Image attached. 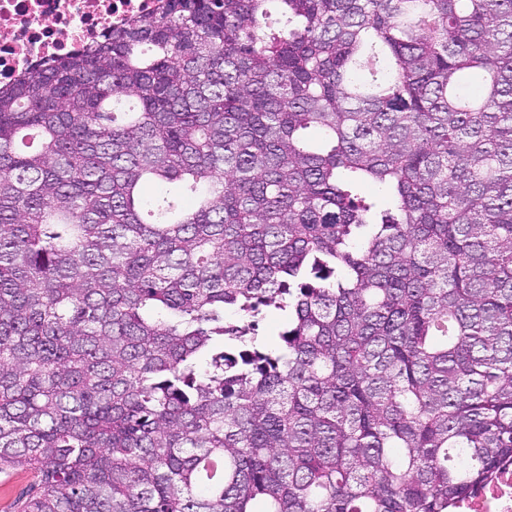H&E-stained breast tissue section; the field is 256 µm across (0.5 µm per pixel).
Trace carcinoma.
Instances as JSON below:
<instances>
[{
	"instance_id": "cac0c4a2",
	"label": "carcinoma",
	"mask_w": 512,
	"mask_h": 512,
	"mask_svg": "<svg viewBox=\"0 0 512 512\" xmlns=\"http://www.w3.org/2000/svg\"><path fill=\"white\" fill-rule=\"evenodd\" d=\"M507 461L512 0H164L0 83L14 512H448ZM283 316L278 311H263L255 325L257 343L266 346L274 345L277 341V334L282 328Z\"/></svg>"
}]
</instances>
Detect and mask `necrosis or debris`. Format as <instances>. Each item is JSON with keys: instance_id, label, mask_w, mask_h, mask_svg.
<instances>
[{"instance_id": "4bbe7bcc", "label": "necrosis or debris", "mask_w": 512, "mask_h": 512, "mask_svg": "<svg viewBox=\"0 0 512 512\" xmlns=\"http://www.w3.org/2000/svg\"><path fill=\"white\" fill-rule=\"evenodd\" d=\"M162 0H0V77L69 54L127 19L158 12ZM454 512H512V465L501 467Z\"/></svg>"}]
</instances>
